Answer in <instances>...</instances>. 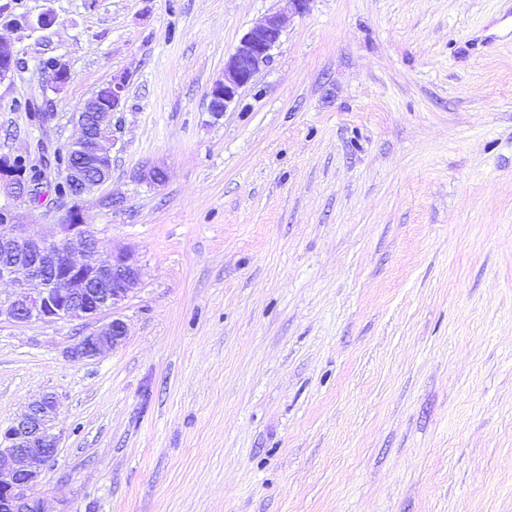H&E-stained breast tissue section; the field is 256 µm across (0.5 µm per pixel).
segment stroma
<instances>
[{
    "label": "stroma",
    "instance_id": "1",
    "mask_svg": "<svg viewBox=\"0 0 512 512\" xmlns=\"http://www.w3.org/2000/svg\"><path fill=\"white\" fill-rule=\"evenodd\" d=\"M501 8L0 0V155L66 153L128 80L82 203L140 261L124 343L73 359L88 324L0 322V429L57 397L44 512H512V39L467 46ZM271 12L272 62L213 118ZM153 165L163 186L136 178ZM285 18L277 12L267 14L241 38L234 51L224 59V73L209 93L208 111L220 117L236 102L241 91L273 58L279 45Z\"/></svg>",
    "mask_w": 512,
    "mask_h": 512
}]
</instances>
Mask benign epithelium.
I'll list each match as a JSON object with an SVG mask.
<instances>
[{
    "mask_svg": "<svg viewBox=\"0 0 512 512\" xmlns=\"http://www.w3.org/2000/svg\"><path fill=\"white\" fill-rule=\"evenodd\" d=\"M285 18L267 14L241 38L234 51L224 58V73L209 93L208 111L220 117L236 102L241 91L273 58L279 45ZM13 46L0 40V81L17 68ZM127 79L112 78L88 98L78 112L80 137L72 144L79 161L63 172L70 194L55 206L60 212L61 238L49 241L37 231L15 234L10 229L21 223L20 215L0 207V282L9 283L11 295L0 299V320L18 325L59 320L90 321L106 311H116L140 284V266L129 249L106 246L84 219V197L96 192L111 177L112 152L116 139L112 118L126 93ZM16 157L0 156V192L15 199H31L38 187L26 173L14 167ZM139 180L149 185L165 182L159 166L143 168ZM77 239L83 259L70 253V241ZM127 336L125 321L118 315L81 336L68 353L91 359L107 348L122 345ZM56 399L45 395L30 402L9 426L0 430V512H41L31 491L41 475V467L55 454L59 436L54 433Z\"/></svg>",
    "mask_w": 512,
    "mask_h": 512,
    "instance_id": "benign-epithelium-1",
    "label": "benign epithelium"
}]
</instances>
